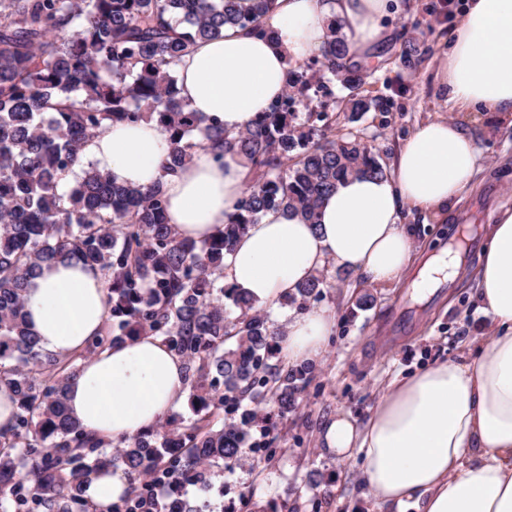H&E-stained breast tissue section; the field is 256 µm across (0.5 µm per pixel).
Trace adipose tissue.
Wrapping results in <instances>:
<instances>
[{"label": "adipose tissue", "mask_w": 512, "mask_h": 512, "mask_svg": "<svg viewBox=\"0 0 512 512\" xmlns=\"http://www.w3.org/2000/svg\"><path fill=\"white\" fill-rule=\"evenodd\" d=\"M391 3L275 0L260 18L266 36L228 25L222 37L197 42L176 68L180 95L237 134L284 93L288 63L320 54L330 22L340 25L352 60L373 61L389 37L383 19ZM432 67L450 111L489 112L512 124V0H466ZM168 151L158 125L142 121L112 125L84 154L116 183L162 182L177 236L202 241L235 213L246 161L228 152L218 163L200 150L166 176ZM479 171L465 128L424 121L398 148L388 176L347 178L323 201L317 224L269 211L249 225L224 259V283L270 304L330 265L380 288L413 270L415 292L426 293L455 276L462 256L447 247L419 259L406 218L443 220ZM485 230L476 295L494 335L461 359L394 379L366 422L339 414L320 435L337 458L360 457L375 502L396 512H512V208ZM25 295L29 326L46 353L83 352L106 319L101 274L80 262L43 267ZM335 328L326 307L289 313L280 360L291 368L318 364ZM185 394L180 358L161 338L143 336L83 361L67 407L85 431L118 441L154 429Z\"/></svg>", "instance_id": "1"}]
</instances>
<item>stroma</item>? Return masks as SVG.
Segmentation results:
<instances>
[{"mask_svg":"<svg viewBox=\"0 0 512 512\" xmlns=\"http://www.w3.org/2000/svg\"><path fill=\"white\" fill-rule=\"evenodd\" d=\"M461 0H414L412 9L391 19L395 36L359 92L381 99L379 108L347 123L339 82L318 83L317 101L334 104L336 134L352 131L382 164L424 120L449 118L473 136L484 177L448 216V225L493 223L500 208L512 207V126L488 113L448 112L434 78L432 60L451 31ZM485 241L472 237L459 277L426 296L415 294L410 279L392 288L364 283L352 272L325 267L327 286L319 305L331 308L337 330L315 367L297 413L275 418L277 453L263 473L246 467L224 471L209 488H184L188 499L209 512H384L370 492L359 459L339 460L319 442L324 424L344 413L364 420L394 377L429 364L459 359L473 337L489 338L492 321L476 299L475 270ZM370 293L372 306H356Z\"/></svg>","mask_w":512,"mask_h":512,"instance_id":"35a3bbf8","label":"stroma"}]
</instances>
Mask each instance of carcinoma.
Returning a JSON list of instances; mask_svg holds the SVG:
<instances>
[{
    "instance_id": "carcinoma-1",
    "label": "carcinoma",
    "mask_w": 512,
    "mask_h": 512,
    "mask_svg": "<svg viewBox=\"0 0 512 512\" xmlns=\"http://www.w3.org/2000/svg\"><path fill=\"white\" fill-rule=\"evenodd\" d=\"M255 14L235 0H0V384L15 394L11 424L0 428V499L16 512H203L182 493L185 482L210 484L232 466L259 467L275 457L267 421L300 406L304 368H285L277 337L256 302L224 286V256L270 209L316 223L319 205L353 175H387L349 131L328 135L325 112L303 122L277 99L255 125L228 137L224 124L188 110L175 68L197 41L224 26L251 27ZM312 64L353 91L347 121L374 105L355 90L369 73L347 58L340 26L331 28ZM287 88L312 82L289 65ZM156 121L169 142L163 174L177 172L199 149L216 161L234 151L248 163L247 189L224 230L194 242L166 221L162 182L130 187L82 162L85 146L117 122ZM81 168L68 194L60 180ZM98 268L107 292L102 331L79 355L42 352L28 326L25 290L51 263ZM317 272L285 302L303 310L322 294ZM140 336L162 338L185 365L194 418L163 432L112 442L91 437L68 412L65 392L76 361ZM118 464L131 476L116 502L96 507L85 496Z\"/></svg>"
}]
</instances>
